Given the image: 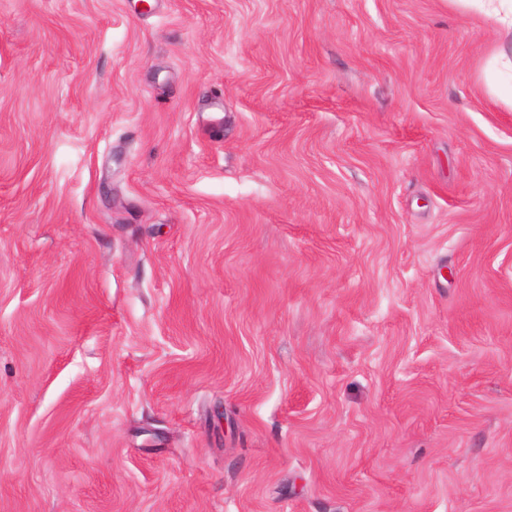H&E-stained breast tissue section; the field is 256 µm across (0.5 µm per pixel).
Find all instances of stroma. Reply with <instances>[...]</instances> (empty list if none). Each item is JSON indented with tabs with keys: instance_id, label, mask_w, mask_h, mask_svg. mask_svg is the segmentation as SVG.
<instances>
[{
	"instance_id": "35a3bbf8",
	"label": "stroma",
	"mask_w": 512,
	"mask_h": 512,
	"mask_svg": "<svg viewBox=\"0 0 512 512\" xmlns=\"http://www.w3.org/2000/svg\"><path fill=\"white\" fill-rule=\"evenodd\" d=\"M503 37L0 0V512H512Z\"/></svg>"
}]
</instances>
